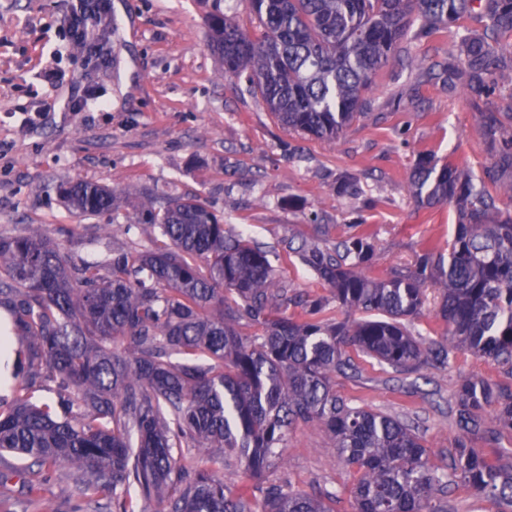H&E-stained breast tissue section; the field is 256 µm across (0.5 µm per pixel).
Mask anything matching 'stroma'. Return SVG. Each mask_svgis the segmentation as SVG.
<instances>
[{"mask_svg":"<svg viewBox=\"0 0 512 512\" xmlns=\"http://www.w3.org/2000/svg\"><path fill=\"white\" fill-rule=\"evenodd\" d=\"M70 6L0 0V234L50 238L71 262L152 248L156 229L135 221L146 187L197 197L269 250L284 285L325 297L327 285L302 270L289 244L329 246L366 224L376 234L373 270L385 274L411 263L425 243L445 247L453 233L452 207L423 209L410 194L417 158L451 159L477 179L490 164L467 91H448L435 77L460 52L455 28L406 37L404 63L381 70L364 93L363 114L323 141L282 127L245 80L225 75L206 42L212 0H112L113 14L137 27L92 31L98 50L89 56L71 45ZM49 96L55 106L46 111ZM86 98L94 108L75 110ZM23 112L36 113L35 123L21 126ZM352 176L361 195L337 193L338 181ZM64 180L115 189V210L74 215L57 191ZM317 222L327 234L314 231ZM355 364L337 377V394L408 422L439 468L460 434L459 381L512 383L496 363L464 350L409 375L363 355ZM22 466L0 455V512H97L78 495L72 471L59 469L34 496ZM269 477L304 491L327 488L337 512H350L358 475L313 424L289 433Z\"/></svg>","mask_w":512,"mask_h":512,"instance_id":"1","label":"stroma"}]
</instances>
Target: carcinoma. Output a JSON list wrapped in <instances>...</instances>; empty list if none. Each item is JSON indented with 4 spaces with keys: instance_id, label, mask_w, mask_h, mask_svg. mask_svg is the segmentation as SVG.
<instances>
[{
    "instance_id": "carcinoma-1",
    "label": "carcinoma",
    "mask_w": 512,
    "mask_h": 512,
    "mask_svg": "<svg viewBox=\"0 0 512 512\" xmlns=\"http://www.w3.org/2000/svg\"><path fill=\"white\" fill-rule=\"evenodd\" d=\"M263 28L255 39L224 12L206 19L224 73L246 78L290 130L335 139L362 113V92L401 60V42L450 26L464 56L444 82L473 106L512 76V0H249ZM490 155L476 184L452 161L417 159L410 187L424 208L451 205L458 224L447 252L428 243L413 263L372 272L374 232L363 226L328 248L294 250L330 297L282 286L268 251L231 232L194 197L142 192L137 221L161 244L119 252L106 264L71 265L48 238L0 236L4 334L30 368L56 382L60 417L16 379L0 397V452L29 461L28 490L68 466L80 494L109 512H336V494L261 483L298 425L319 424L358 472L352 512H439L432 501L464 485L512 507V454L489 459L467 437L512 431V387L465 377L456 391L461 436L450 464L433 468L405 422L336 394V376L364 355L404 373L446 365L452 349L489 359L512 376V95L481 113ZM81 216L112 209L115 191L87 181L58 186ZM444 332L414 334L427 291ZM300 312H289L290 308ZM361 316L356 318L354 313ZM261 327L249 339L241 322ZM182 361L174 363L171 357ZM216 448L245 480L231 489L196 453Z\"/></svg>"
}]
</instances>
